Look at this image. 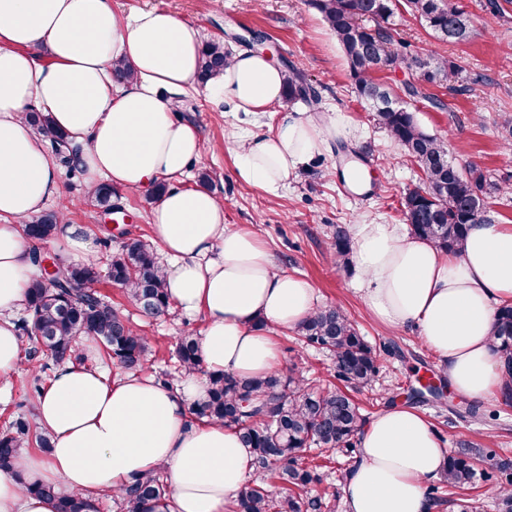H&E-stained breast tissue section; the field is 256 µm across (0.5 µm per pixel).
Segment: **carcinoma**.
Wrapping results in <instances>:
<instances>
[{
	"instance_id": "carcinoma-1",
	"label": "carcinoma",
	"mask_w": 512,
	"mask_h": 512,
	"mask_svg": "<svg viewBox=\"0 0 512 512\" xmlns=\"http://www.w3.org/2000/svg\"><path fill=\"white\" fill-rule=\"evenodd\" d=\"M334 32L349 63L354 92L370 104L378 124L394 144L418 164L424 173L421 192L404 196V216L412 234L431 241L438 249L457 254L468 227L489 220L488 196L500 191V181L476 165H460L448 143L418 127L414 115L386 99H396L395 92L378 78L379 69L406 70L423 74L426 81L455 92L467 89L465 69L455 61L419 51H403L396 32L395 0H309ZM407 14L418 20L434 36L459 43L473 32V21L461 0H403ZM229 53L224 43L212 40L204 44L200 57V79L207 81L224 70ZM405 95L422 100L434 109L447 108L439 96L413 82L404 83ZM316 98L308 84L294 69L286 78L285 102H308ZM28 119L34 129L46 137L60 164L72 173L78 167L69 158L71 143L54 130L49 117L31 112ZM56 213L42 214L23 226L25 235L35 244L60 230ZM332 247L338 265L348 264L350 239L342 226L333 232ZM107 276L121 287L146 317L168 311L170 298L162 267L150 245L131 238L121 252L105 254ZM95 267L65 265L53 284L43 273L31 280L26 300L28 316L15 322L20 338L30 345L29 357L36 361L31 381V397L40 395L43 374L61 363L79 358L77 341L98 342L104 356L125 373L145 369L150 339L112 305L103 301L91 285L98 281ZM297 334L309 345L329 350L334 356V384L319 388L300 370L283 375L273 371L261 377L233 378L206 370L197 339L182 337L175 348V358L184 372L203 373L208 379L204 398L191 406L198 419L233 427L241 434L254 457V479L237 501L234 512H332L331 499L311 495V486L321 481L317 468L302 459L312 447L327 452L353 451L366 417L349 394L350 388H371L379 374L378 358L360 335L347 314L339 307L316 310L304 321ZM493 338L501 352L505 373L512 378V305L497 311ZM51 363L39 362L40 353ZM446 399L444 387H413L407 399L422 403L427 398ZM43 450L51 448V438L33 418V413H19L0 433V470H9L26 444ZM491 448L467 445L448 455L441 480L428 488V497L438 505L448 503L457 512H476L467 499L449 500L447 492L467 490L477 481L488 485L496 500L497 512H512V464L495 460ZM276 480L282 491L274 494L269 482ZM29 491L49 499L55 512H89L96 509L81 496L66 494L52 485H31ZM166 491L161 472L137 478L125 485L115 497L124 512H140L141 505L161 497Z\"/></svg>"
}]
</instances>
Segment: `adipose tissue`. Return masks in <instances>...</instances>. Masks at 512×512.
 Masks as SVG:
<instances>
[{
  "label": "adipose tissue",
  "instance_id": "adipose-tissue-1",
  "mask_svg": "<svg viewBox=\"0 0 512 512\" xmlns=\"http://www.w3.org/2000/svg\"><path fill=\"white\" fill-rule=\"evenodd\" d=\"M198 29L158 9L124 15L112 0H0V376L21 352L12 314L34 274L22 226L59 195L48 140L29 124L36 106L78 148L75 161L99 183L139 191L182 175L201 159L197 128L177 120L178 95L197 82ZM122 59L132 80L116 81ZM284 71L256 51L234 53L212 86L228 111L275 114L268 132L248 133L234 148L238 177L276 196L298 168L349 136L348 117L322 119L282 110ZM153 236L171 262L169 297L202 315L198 346L208 372L260 376L280 364L276 342L258 321L295 330L318 308L313 285L276 270L251 229L224 222L221 199L201 188H173L153 211ZM358 289L373 314L396 328L415 327L439 360L450 387L481 400L512 391L492 340L500 305L512 303V225H470L462 251L449 255L399 224H353ZM206 375L172 387L144 374L108 378L84 362L63 363L36 414L52 442L47 457L17 455L0 472V512H53L29 492L50 484L83 498L118 492L163 471L166 493L147 512H233L254 472L238 432L193 420ZM445 450L416 411L392 406L362 428L341 485L346 512H436L426 491Z\"/></svg>",
  "mask_w": 512,
  "mask_h": 512
}]
</instances>
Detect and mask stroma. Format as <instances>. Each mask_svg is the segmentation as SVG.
Returning a JSON list of instances; mask_svg holds the SVG:
<instances>
[{
    "instance_id": "1",
    "label": "stroma",
    "mask_w": 512,
    "mask_h": 512,
    "mask_svg": "<svg viewBox=\"0 0 512 512\" xmlns=\"http://www.w3.org/2000/svg\"><path fill=\"white\" fill-rule=\"evenodd\" d=\"M488 2L463 0L474 21L473 35L463 43L439 41L412 17L399 19L398 40L409 49L459 63L468 84L464 93L437 88L447 111L410 99L405 105L423 131L447 140L460 163L476 164L512 184V151L506 148L512 136L505 130L506 121H512V0H496L494 11ZM112 5L124 14L148 8L168 11L195 25L202 40L223 39L232 53L251 49L253 36L262 35L273 48L274 61L281 68L297 69L313 88L321 112L351 118L353 137L315 154L291 177L287 190L274 198L238 178L233 150L234 137L268 131L272 115L225 111L222 102L210 97L205 84H198L182 96L177 116L198 128L201 160L166 185L195 187L200 184V174L208 173L210 180L205 186L223 200L225 223L255 229L278 270L311 282L320 306L346 311L383 365L374 390L355 392L354 397L365 416L383 411L385 404L376 401L375 390L402 391L439 363L421 342L418 329H396L373 317L356 289L359 271L336 266L331 260L330 231L357 222L403 223V192L421 184L423 173L379 127L374 112L356 97L347 59L320 13L307 0H112ZM348 149L360 152L361 164L371 174L368 187L359 192L351 190L339 174ZM85 183V174L59 172L61 193L76 202L68 220L87 226L95 247L106 244L116 253L129 237L153 243V190H114L115 211L108 217L88 200ZM96 288L150 336L154 353L148 372L154 377L174 372L171 353L179 337L198 336L204 329L202 316L185 314L174 306L158 318L142 316L123 290L108 280H100ZM268 332L282 353L281 371L298 367L324 382L333 381L334 365L327 352L298 345L291 332L278 327H269ZM31 367V361L23 357L9 377H0V430L29 394ZM448 398L443 406L417 408L443 448L451 452L463 443L488 445L497 455L512 458V399L490 395L476 402L477 414L471 417L457 411L462 396L452 392Z\"/></svg>"
}]
</instances>
